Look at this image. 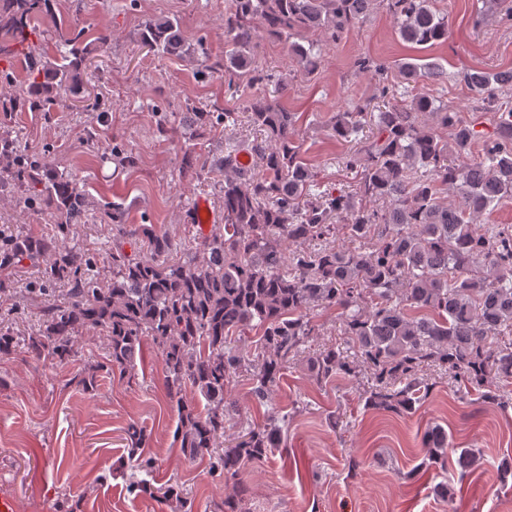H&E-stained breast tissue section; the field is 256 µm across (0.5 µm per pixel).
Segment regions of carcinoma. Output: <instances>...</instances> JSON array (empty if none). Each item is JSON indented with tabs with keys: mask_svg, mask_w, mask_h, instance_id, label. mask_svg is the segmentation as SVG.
Segmentation results:
<instances>
[{
	"mask_svg": "<svg viewBox=\"0 0 512 512\" xmlns=\"http://www.w3.org/2000/svg\"><path fill=\"white\" fill-rule=\"evenodd\" d=\"M53 0H0V34L19 44L29 40V17L50 9ZM376 0H232L224 14L227 50L211 64L224 69L228 89L265 79L255 60L260 23L271 36L288 41V50L307 72L320 63L317 35L329 42L362 21ZM400 38L435 45L448 37V16L434 0H386ZM142 46L177 55L188 50L176 20H148L138 29ZM66 64L45 60L37 44L24 54L27 78L18 83L9 68L0 69V86L14 91L0 98V113L48 112L63 91L98 108L99 93L88 88L85 58L71 49ZM406 80L444 79L441 66L423 71L406 64ZM469 90L500 110L497 137L472 158L477 137L459 113L425 95L406 102L382 83L386 100L376 113L338 112L332 131L358 147L346 167L356 171L355 188L313 193L315 172L300 157L296 116L265 97L241 100L248 123L266 135L267 145L224 143V223L212 225L195 248L171 256L170 240L148 235L150 255L128 254L121 238L125 210L112 203L104 216L120 240L113 244L112 278L102 281L95 262L77 249H61L72 226L85 216V196L73 179L47 156L21 150L0 134V192L19 190L18 202L54 217L50 236L0 230V274L27 260L49 262V281L66 286L65 298L41 313L39 328L19 336L0 321V356L23 346L36 360L68 362L72 339L89 329L103 332L107 356L90 366L78 383L97 387L98 372L132 375L146 342L156 348L176 400L175 436L183 454H216L224 481L239 483L243 466L280 447V426L272 421L224 446L229 407L225 387L237 376L252 377L253 392L265 397L289 360L300 356L315 336L307 311L320 304L338 311L351 336L354 359L334 348L307 358L318 382L355 372V359L372 371L365 391L369 408L410 413L432 384L424 369L436 368L449 380L501 408L512 406L503 383L512 381V225L481 233L474 218L491 205L512 199V107L500 95L512 90V70L463 75ZM431 118L433 125L418 116ZM369 133H364L366 124ZM451 129L453 141L440 129ZM257 157V168L239 166L238 155ZM459 194L456 206L438 194ZM359 243L340 249L337 236ZM256 329L257 353L246 358L233 346L235 334ZM190 384L205 400L200 415L180 398ZM131 455L145 447L143 426H128ZM421 466L448 463V433L440 426L422 436ZM483 463L478 448H463L455 468L464 476ZM130 489L160 502H175L173 512H188L187 500L168 485L133 479Z\"/></svg>",
	"mask_w": 512,
	"mask_h": 512,
	"instance_id": "carcinoma-1",
	"label": "carcinoma"
}]
</instances>
